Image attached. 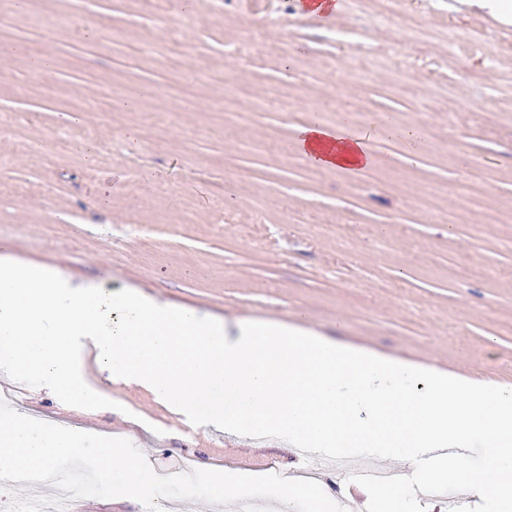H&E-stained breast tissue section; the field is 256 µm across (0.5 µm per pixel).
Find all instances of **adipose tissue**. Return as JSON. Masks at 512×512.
Listing matches in <instances>:
<instances>
[{
    "instance_id": "obj_1",
    "label": "adipose tissue",
    "mask_w": 512,
    "mask_h": 512,
    "mask_svg": "<svg viewBox=\"0 0 512 512\" xmlns=\"http://www.w3.org/2000/svg\"><path fill=\"white\" fill-rule=\"evenodd\" d=\"M293 151L306 164L320 170L342 171L347 166L369 162L371 158L365 135L345 126L321 123L301 128Z\"/></svg>"
}]
</instances>
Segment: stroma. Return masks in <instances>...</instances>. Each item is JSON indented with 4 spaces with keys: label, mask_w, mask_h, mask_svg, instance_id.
Instances as JSON below:
<instances>
[{
    "label": "stroma",
    "mask_w": 512,
    "mask_h": 512,
    "mask_svg": "<svg viewBox=\"0 0 512 512\" xmlns=\"http://www.w3.org/2000/svg\"><path fill=\"white\" fill-rule=\"evenodd\" d=\"M449 0H190L182 30L162 0H0V112L26 141L0 138V245L18 261L93 285L131 287L212 319L279 321L419 367L512 385V24L452 14ZM42 17L58 19L44 33ZM153 39L141 58L128 48ZM50 53L54 98H21ZM205 67L194 103L161 94ZM412 75L395 83L396 68ZM369 78L356 83L355 69ZM253 96L304 93L291 110L213 106L223 76ZM111 86L115 106L92 104ZM388 116L358 176L309 167L289 149L299 128ZM74 135L56 156L52 135ZM485 173L461 224L470 164ZM251 174L247 189L233 181ZM444 184L416 196V185ZM84 371L112 407L86 410L15 381L18 413L130 440L154 470L264 473L306 464L280 439L196 426L151 393L112 382L94 354Z\"/></svg>",
    "instance_id": "obj_1"
}]
</instances>
